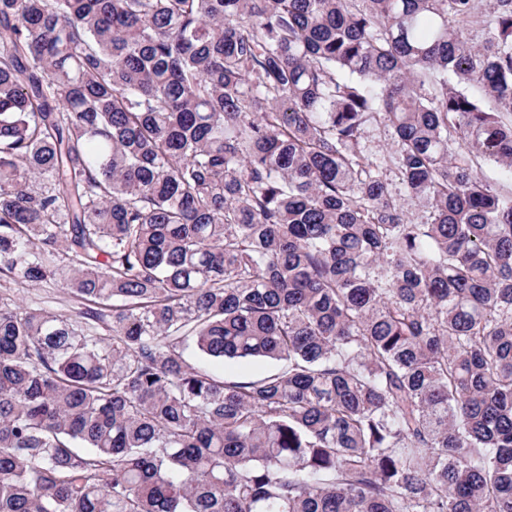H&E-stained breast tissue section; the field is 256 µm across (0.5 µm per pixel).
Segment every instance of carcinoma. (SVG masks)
<instances>
[{"label":"carcinoma","mask_w":512,"mask_h":512,"mask_svg":"<svg viewBox=\"0 0 512 512\" xmlns=\"http://www.w3.org/2000/svg\"><path fill=\"white\" fill-rule=\"evenodd\" d=\"M457 147L512 173V0H0V274L81 302L0 292V512H512V196ZM387 179L392 195L401 205H403L404 210L407 212L409 218L416 224H421V222H424L427 215L425 209L415 205L406 198L403 188L395 174L387 171ZM10 288L17 302L25 306H39L54 313L67 312L74 302L66 288L59 282H48L37 285L17 284L9 278L0 277V289ZM185 356L190 363L204 366L214 375L228 379L259 378L267 373L277 371L282 367L280 363L264 360H243L226 363H202L199 361L198 357L192 349H188L185 353Z\"/></svg>","instance_id":"cac0c4a2"}]
</instances>
